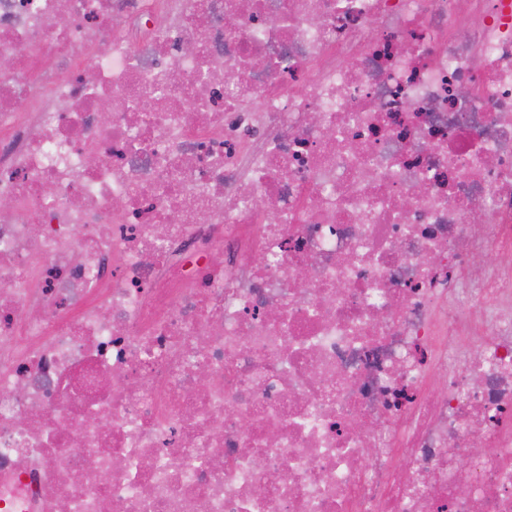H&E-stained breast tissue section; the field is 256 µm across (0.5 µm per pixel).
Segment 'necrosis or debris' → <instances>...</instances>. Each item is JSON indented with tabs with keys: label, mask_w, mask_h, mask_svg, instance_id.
<instances>
[{
	"label": "necrosis or debris",
	"mask_w": 512,
	"mask_h": 512,
	"mask_svg": "<svg viewBox=\"0 0 512 512\" xmlns=\"http://www.w3.org/2000/svg\"><path fill=\"white\" fill-rule=\"evenodd\" d=\"M0 512H512V0H0Z\"/></svg>",
	"instance_id": "1"
}]
</instances>
